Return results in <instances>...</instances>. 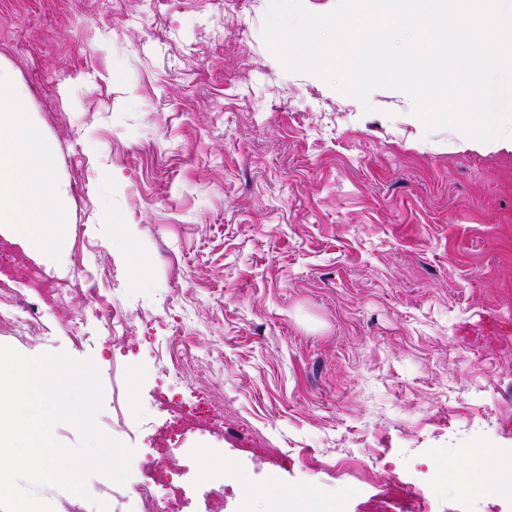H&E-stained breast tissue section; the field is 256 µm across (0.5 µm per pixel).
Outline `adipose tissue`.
Masks as SVG:
<instances>
[{"mask_svg": "<svg viewBox=\"0 0 512 512\" xmlns=\"http://www.w3.org/2000/svg\"><path fill=\"white\" fill-rule=\"evenodd\" d=\"M20 98L11 74L0 68V224L13 225L21 239L47 247L53 225L65 221L53 204L61 189L47 176L55 148L32 134Z\"/></svg>", "mask_w": 512, "mask_h": 512, "instance_id": "adipose-tissue-1", "label": "adipose tissue"}]
</instances>
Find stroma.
Listing matches in <instances>:
<instances>
[{"label":"stroma","mask_w":512,"mask_h":512,"mask_svg":"<svg viewBox=\"0 0 512 512\" xmlns=\"http://www.w3.org/2000/svg\"><path fill=\"white\" fill-rule=\"evenodd\" d=\"M268 6L0 0V66L66 189L54 250L0 226V270L26 296L29 264L96 279L0 345L94 362L96 424L134 451L122 488L88 480L112 512H139L149 461L170 512H207L223 474L224 512H383L399 480L433 482L428 512H512L484 491L512 463V151L287 72ZM100 297L127 324L76 338ZM477 448L493 468L459 473Z\"/></svg>","instance_id":"stroma-1"}]
</instances>
